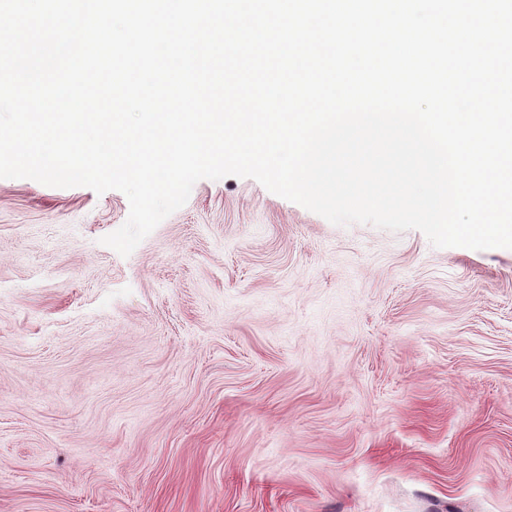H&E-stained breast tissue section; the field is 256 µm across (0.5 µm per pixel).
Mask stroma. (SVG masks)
<instances>
[{
    "label": "stroma",
    "instance_id": "1",
    "mask_svg": "<svg viewBox=\"0 0 512 512\" xmlns=\"http://www.w3.org/2000/svg\"><path fill=\"white\" fill-rule=\"evenodd\" d=\"M0 179V512H512V249L203 179Z\"/></svg>",
    "mask_w": 512,
    "mask_h": 512
}]
</instances>
